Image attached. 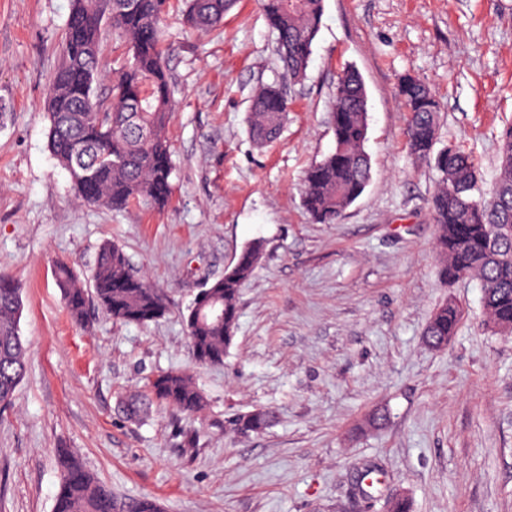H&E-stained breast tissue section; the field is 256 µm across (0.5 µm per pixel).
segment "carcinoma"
<instances>
[{
    "instance_id": "1",
    "label": "carcinoma",
    "mask_w": 512,
    "mask_h": 512,
    "mask_svg": "<svg viewBox=\"0 0 512 512\" xmlns=\"http://www.w3.org/2000/svg\"><path fill=\"white\" fill-rule=\"evenodd\" d=\"M62 59L46 102L48 147L69 173L77 199L88 205L122 212L139 204L165 207L174 171L168 130L174 118L173 89L164 48V22L170 0H71ZM189 28L206 31L220 23L233 0H183ZM276 36L283 80L297 82L306 73L320 30L324 0H261ZM122 33L127 64L112 75L106 96L97 94L102 76V33L107 21ZM399 95L410 112L408 146L420 161L440 173L431 197L436 249L443 260L441 274L454 280L480 282L489 322L497 329L512 323V124L499 137L498 176L490 198L475 196L477 168L456 145L440 160L435 150L438 102L417 77L399 84ZM288 112L281 84L260 86L250 104L248 132L258 144L273 141ZM334 148L307 171L302 202L320 224L336 223L365 191L371 178L368 141V95L361 74L346 68L338 76L331 101ZM262 254L254 242L239 254L234 266L195 297L184 315L189 346L202 366H222L233 343L242 288L253 276ZM55 279L72 320L85 317L89 296L115 320L145 325L164 317L168 303L163 291L133 270L124 251L104 244L97 256L89 287L74 278L64 263ZM22 287L0 274V409L12 404L26 368V348L19 331ZM460 318L449 302L428 323L424 336L434 349L448 344ZM193 417L205 408V397L194 376L171 370L158 374L145 393L123 402L127 416L140 418L153 404ZM273 412L255 408L228 418L226 427L238 435L261 434L273 423ZM62 477L55 512H159L150 497L119 499L62 448Z\"/></svg>"
}]
</instances>
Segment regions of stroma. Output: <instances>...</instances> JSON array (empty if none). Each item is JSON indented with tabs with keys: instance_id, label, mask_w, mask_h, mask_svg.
I'll list each match as a JSON object with an SVG mask.
<instances>
[{
	"instance_id": "obj_1",
	"label": "stroma",
	"mask_w": 512,
	"mask_h": 512,
	"mask_svg": "<svg viewBox=\"0 0 512 512\" xmlns=\"http://www.w3.org/2000/svg\"><path fill=\"white\" fill-rule=\"evenodd\" d=\"M70 8L0 0V271L23 285L28 346L0 410V512H54L61 448L161 512H377L396 494L413 512H512V335L489 324L476 279L439 277L438 173L409 153L397 92L407 75L433 89L438 146L470 153L490 195L512 123V0H325L306 76L287 85L264 147L248 136L250 100L282 69L257 0L207 32L185 27L175 0L172 198L123 213L79 203L47 147ZM350 65L368 92L371 180L339 223L318 224L303 179L334 146L330 101ZM256 240L234 342L223 365H197L182 314ZM107 241L166 291L165 317L123 323L91 301L84 324L70 320L55 265L89 283ZM447 301L461 319L436 350L424 330ZM168 370L194 375L205 411L127 419L122 396ZM259 407L276 414L267 432L226 433L225 417ZM376 411L385 424L366 428Z\"/></svg>"
}]
</instances>
